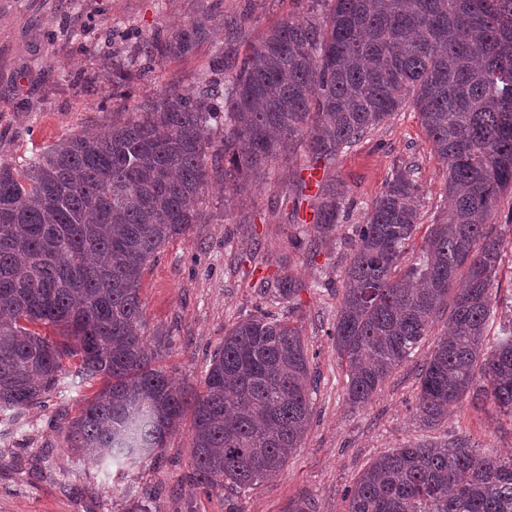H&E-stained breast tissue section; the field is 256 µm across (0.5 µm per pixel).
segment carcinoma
<instances>
[{
	"label": "carcinoma",
	"mask_w": 512,
	"mask_h": 512,
	"mask_svg": "<svg viewBox=\"0 0 512 512\" xmlns=\"http://www.w3.org/2000/svg\"><path fill=\"white\" fill-rule=\"evenodd\" d=\"M202 22L147 43L121 69L183 57ZM412 100L446 164L448 214L419 226L415 164L397 167L362 224L330 336L351 404L368 403L448 313L420 370L416 417L434 425L478 382L512 418V325L486 345L503 238L492 223L512 190V0H333L324 20L263 31L242 60L218 51L196 88L168 87L95 136L61 140L19 165L0 163V418L15 424L50 395L102 381L69 422L91 468L134 469L165 448L192 411L194 479L256 486L279 473L311 417L310 357L293 320L267 309L233 324L200 393L152 366L140 282L146 262L200 223L213 174L244 192L277 156L305 145V169L338 154ZM224 165H218L219 159ZM346 196L322 179L303 252L337 242ZM262 287L297 308L291 274ZM35 325L59 328L61 339ZM75 368H70L71 360ZM345 512H512V456L467 436L377 457L346 490Z\"/></svg>",
	"instance_id": "carcinoma-1"
}]
</instances>
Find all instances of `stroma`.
Returning <instances> with one entry per match:
<instances>
[{
	"mask_svg": "<svg viewBox=\"0 0 512 512\" xmlns=\"http://www.w3.org/2000/svg\"><path fill=\"white\" fill-rule=\"evenodd\" d=\"M325 10L320 0H0V162L40 153L73 134L111 128L119 104L112 70L157 35L197 21L215 33L190 55L142 70L128 106L143 105L171 86L195 87L216 47L244 54L268 27L292 17L319 18ZM245 12L250 19L242 28L225 30V21ZM403 161L418 168L414 242L422 244L429 224L447 209L445 167L407 102L328 170L349 203L338 244L313 256L291 245L311 230L291 217L294 174L305 163L298 147L270 163L238 200H231L223 182H212L203 197V223L166 243L143 270L144 333L151 341L166 338L155 364L197 393L225 329L262 305V276L288 272L306 282L297 317L317 386L308 432L279 475L241 493L197 486L187 420L158 457L134 470L85 469L70 450L66 426L98 393L96 382L73 390L68 400L47 399L28 410L21 425L0 422V512H125L131 500L143 501L149 512H288L289 504L306 498L316 512H343L346 490L383 451L465 434L487 453L512 454V418L500 415L490 399L466 397L432 429L415 416L420 369L445 329L441 321L368 404L354 407L346 399L345 372L329 331L352 227L363 223Z\"/></svg>",
	"mask_w": 512,
	"mask_h": 512,
	"instance_id": "obj_1",
	"label": "stroma"
}]
</instances>
